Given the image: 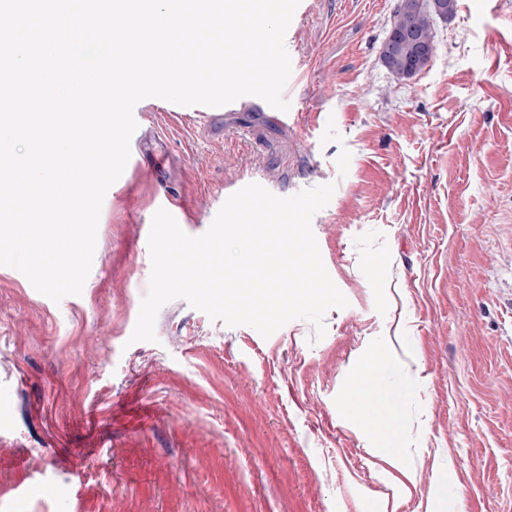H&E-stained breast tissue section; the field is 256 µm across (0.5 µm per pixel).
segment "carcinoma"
<instances>
[{
  "mask_svg": "<svg viewBox=\"0 0 512 512\" xmlns=\"http://www.w3.org/2000/svg\"><path fill=\"white\" fill-rule=\"evenodd\" d=\"M434 17V8L428 0H401L392 28L414 35L427 48V52L419 54L414 47L406 44L398 53L391 55L388 71L397 79H409L408 66L412 65L420 71L431 61L434 53L431 21Z\"/></svg>",
  "mask_w": 512,
  "mask_h": 512,
  "instance_id": "carcinoma-1",
  "label": "carcinoma"
}]
</instances>
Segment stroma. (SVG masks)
Masks as SVG:
<instances>
[{
  "label": "stroma",
  "instance_id": "stroma-1",
  "mask_svg": "<svg viewBox=\"0 0 512 512\" xmlns=\"http://www.w3.org/2000/svg\"><path fill=\"white\" fill-rule=\"evenodd\" d=\"M466 2L402 81L400 0H300L284 124L252 96L136 105L81 294L0 266V512H512V0ZM249 179L334 184L312 230L347 307L265 338L176 299L131 343L160 196L199 236ZM373 349L412 390L400 469L343 398ZM35 477L58 497L18 498Z\"/></svg>",
  "mask_w": 512,
  "mask_h": 512
}]
</instances>
